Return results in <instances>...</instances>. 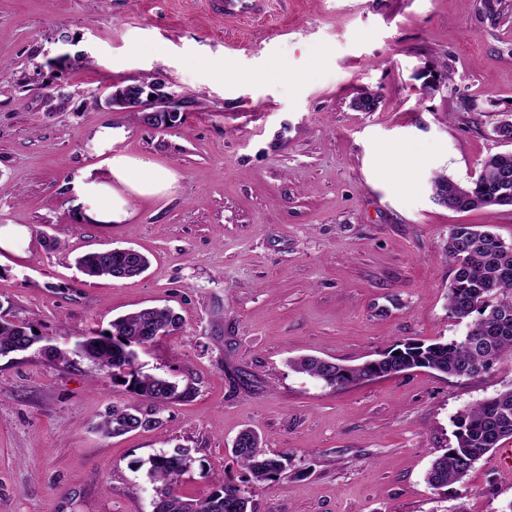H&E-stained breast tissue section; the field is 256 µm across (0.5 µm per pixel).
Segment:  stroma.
Here are the masks:
<instances>
[{
	"label": "stroma",
	"mask_w": 512,
	"mask_h": 512,
	"mask_svg": "<svg viewBox=\"0 0 512 512\" xmlns=\"http://www.w3.org/2000/svg\"><path fill=\"white\" fill-rule=\"evenodd\" d=\"M269 0L225 21L201 0H0V310L53 344L167 305L180 333L140 351L188 389L161 425L105 437L110 406L138 403L83 360L0 357V512H152L150 458L191 449L179 485L235 484L252 512H501L512 470L490 452L441 489L432 460L472 405L512 386V361L474 378L428 369L333 390L290 358L358 364L392 345L464 335L448 312L455 224L512 244V207L435 205L440 172L466 183L512 150V0ZM456 92H421L422 70ZM148 81L180 114L152 129L104 99ZM371 94L375 111L353 101ZM111 128L112 141L98 137ZM115 154L173 168L176 191L135 201L126 224H81L72 184ZM132 247L142 275L89 278L93 250ZM287 458L255 483L231 453L243 429Z\"/></svg>",
	"instance_id": "stroma-1"
}]
</instances>
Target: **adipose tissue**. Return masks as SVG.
Wrapping results in <instances>:
<instances>
[{
    "instance_id": "adipose-tissue-1",
    "label": "adipose tissue",
    "mask_w": 512,
    "mask_h": 512,
    "mask_svg": "<svg viewBox=\"0 0 512 512\" xmlns=\"http://www.w3.org/2000/svg\"><path fill=\"white\" fill-rule=\"evenodd\" d=\"M177 173L142 157L115 155L87 171L73 184L75 205L83 223L125 224L133 215L132 202L173 194Z\"/></svg>"
}]
</instances>
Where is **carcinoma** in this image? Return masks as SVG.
<instances>
[{
  "instance_id": "carcinoma-1",
  "label": "carcinoma",
  "mask_w": 512,
  "mask_h": 512,
  "mask_svg": "<svg viewBox=\"0 0 512 512\" xmlns=\"http://www.w3.org/2000/svg\"><path fill=\"white\" fill-rule=\"evenodd\" d=\"M432 186L438 196L448 197V208L452 210L512 206V153L487 158L481 177L468 186H461L445 173L436 174ZM446 256L452 274L448 312L460 322L467 321L461 338L427 345L405 342L357 366L301 356L289 361L291 368L340 389L375 374L389 376L415 368L470 378L492 371L504 358L512 359V245L488 229L455 224L448 234ZM148 264L144 254L124 248L89 252L76 260L85 276L114 280L139 276ZM181 325V317L169 307L143 308L113 320L107 329L81 337L68 352L34 333L30 324L0 316V356L25 352L36 344L46 358L59 363H70V356L74 355L152 403V409L146 412L132 404L109 408L96 429L107 437H116L151 424L160 425L158 414L187 395L175 383L143 372L138 361L139 350L178 332ZM457 427L455 444L436 457L427 472V482L433 487L459 481L486 454L512 438V387L466 410ZM231 453L257 483L274 481L286 469L285 458L267 454L260 437L251 429L236 437ZM193 461L189 448L150 458L147 478L154 490L161 489L166 496L159 512H248L249 498L238 487L221 481L204 499L180 495L176 486Z\"/></svg>"
}]
</instances>
